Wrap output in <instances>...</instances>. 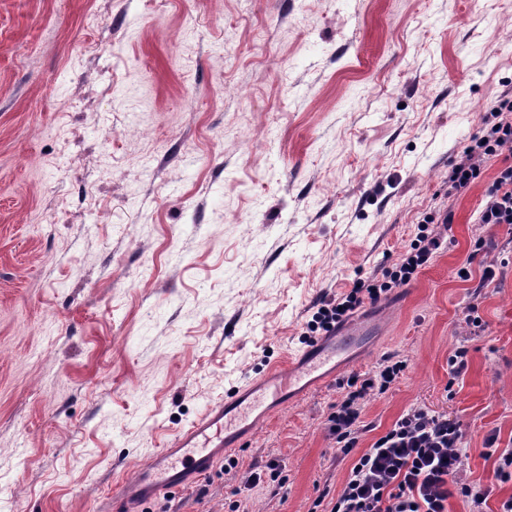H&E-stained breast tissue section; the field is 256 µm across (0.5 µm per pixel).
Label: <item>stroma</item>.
Segmentation results:
<instances>
[{
    "mask_svg": "<svg viewBox=\"0 0 512 512\" xmlns=\"http://www.w3.org/2000/svg\"><path fill=\"white\" fill-rule=\"evenodd\" d=\"M506 95L512 0H0V512H89L445 212L432 263L356 313L373 331L335 383L143 510L327 512L338 384L396 355L360 448L411 406L448 414L497 512L512 267L478 293L456 272L512 258V230L476 221L495 167L453 195L448 171Z\"/></svg>",
    "mask_w": 512,
    "mask_h": 512,
    "instance_id": "obj_1",
    "label": "stroma"
}]
</instances>
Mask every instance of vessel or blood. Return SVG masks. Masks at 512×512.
<instances>
[{
	"instance_id": "b4317fda",
	"label": "vessel or blood",
	"mask_w": 512,
	"mask_h": 512,
	"mask_svg": "<svg viewBox=\"0 0 512 512\" xmlns=\"http://www.w3.org/2000/svg\"><path fill=\"white\" fill-rule=\"evenodd\" d=\"M335 341L315 344L298 361L280 369L248 389H237L224 401L209 405L170 447L160 449L132 480L115 483L103 505L91 512H138L140 505L162 493L189 485L211 473L224 452L241 447L248 435L272 413L316 385L332 383L336 376Z\"/></svg>"
}]
</instances>
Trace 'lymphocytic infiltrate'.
Masks as SVG:
<instances>
[{
	"mask_svg": "<svg viewBox=\"0 0 512 512\" xmlns=\"http://www.w3.org/2000/svg\"><path fill=\"white\" fill-rule=\"evenodd\" d=\"M492 115L494 124L481 127L464 148L461 160L452 164L449 192H460L474 183L485 160L512 151V99L500 100ZM478 221L512 226V163L498 169ZM440 246L439 238L420 232L416 243L379 276L355 281L346 294L323 296L306 323V342L329 335L365 303L377 302L392 289L408 284ZM406 367L405 361L391 360L372 375L347 379V392L328 417V431L339 456L352 457L353 462L330 512H448V499L454 493L467 498L472 512H481L489 492L462 479L467 452L458 420L413 406L370 448L358 450L360 438L369 430L362 420L365 397L386 392Z\"/></svg>",
	"mask_w": 512,
	"mask_h": 512,
	"instance_id": "1",
	"label": "lymphocytic infiltrate"
}]
</instances>
